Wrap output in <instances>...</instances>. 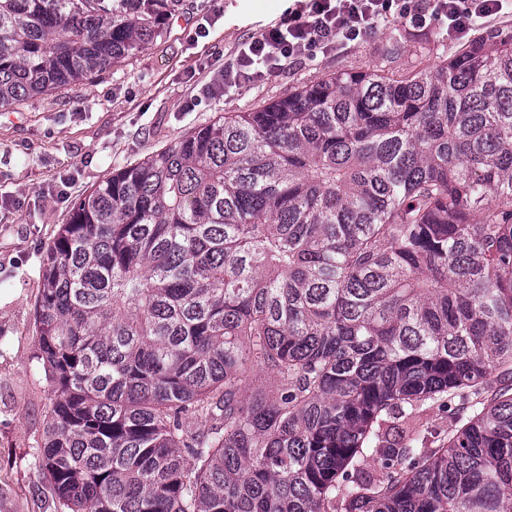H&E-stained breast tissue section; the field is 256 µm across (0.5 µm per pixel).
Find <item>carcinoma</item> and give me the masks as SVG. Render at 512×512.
I'll return each mask as SVG.
<instances>
[{"label": "carcinoma", "instance_id": "carcinoma-1", "mask_svg": "<svg viewBox=\"0 0 512 512\" xmlns=\"http://www.w3.org/2000/svg\"><path fill=\"white\" fill-rule=\"evenodd\" d=\"M184 7L0 0V110L86 84ZM401 51L72 204L34 319V462L61 512H512V32L435 68ZM434 405L448 437L386 438Z\"/></svg>", "mask_w": 512, "mask_h": 512}]
</instances>
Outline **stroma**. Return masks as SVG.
I'll return each instance as SVG.
<instances>
[{
	"instance_id": "stroma-1",
	"label": "stroma",
	"mask_w": 512,
	"mask_h": 512,
	"mask_svg": "<svg viewBox=\"0 0 512 512\" xmlns=\"http://www.w3.org/2000/svg\"><path fill=\"white\" fill-rule=\"evenodd\" d=\"M166 32L78 90L62 89L0 111V512H57L33 455L44 436L52 384L34 354L45 248L73 201L114 168L173 143L227 112H245L344 69L381 65L400 29L404 66L459 49L437 21L382 27L341 53L316 54L229 90L213 78L253 35L284 22L298 0H188Z\"/></svg>"
}]
</instances>
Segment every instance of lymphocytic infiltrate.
Instances as JSON below:
<instances>
[{"instance_id": "f902f5d3", "label": "lymphocytic infiltrate", "mask_w": 512, "mask_h": 512, "mask_svg": "<svg viewBox=\"0 0 512 512\" xmlns=\"http://www.w3.org/2000/svg\"><path fill=\"white\" fill-rule=\"evenodd\" d=\"M507 0H433L431 13H422L416 0H308L303 12L251 38L225 62L217 81L227 88L250 83L316 52L341 51L356 45L395 19L421 25L436 17L457 40L468 38L478 21L500 15Z\"/></svg>"}]
</instances>
